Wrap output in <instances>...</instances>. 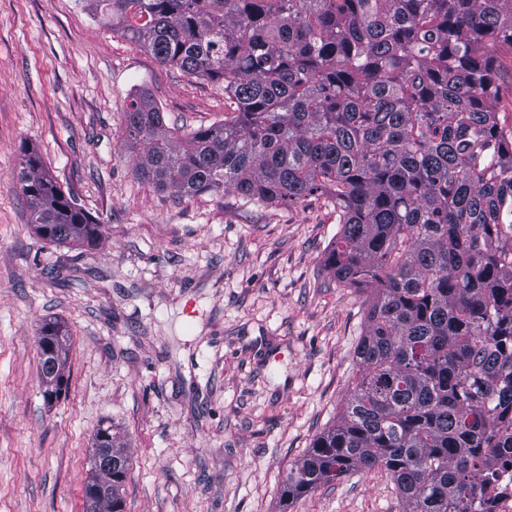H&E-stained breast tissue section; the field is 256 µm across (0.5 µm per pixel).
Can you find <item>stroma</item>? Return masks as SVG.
I'll return each mask as SVG.
<instances>
[{"instance_id":"stroma-1","label":"stroma","mask_w":512,"mask_h":512,"mask_svg":"<svg viewBox=\"0 0 512 512\" xmlns=\"http://www.w3.org/2000/svg\"><path fill=\"white\" fill-rule=\"evenodd\" d=\"M137 91L180 134L224 117L223 83L159 65L79 0H0V512H83L103 426L128 456L124 512H403L381 469L281 506L288 469L362 374L372 291L324 266L335 209L140 180L122 134ZM29 149L100 224L96 241L33 232L15 180ZM49 319L70 336L50 404Z\"/></svg>"}]
</instances>
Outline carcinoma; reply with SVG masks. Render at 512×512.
<instances>
[{
  "label": "carcinoma",
  "mask_w": 512,
  "mask_h": 512,
  "mask_svg": "<svg viewBox=\"0 0 512 512\" xmlns=\"http://www.w3.org/2000/svg\"><path fill=\"white\" fill-rule=\"evenodd\" d=\"M161 66L224 83V120L182 137L136 93L124 143L138 178L248 203L324 197L340 229L337 282L373 289L362 368L336 425L288 470L286 499L381 469L403 512H470L494 451H512V129L498 120V57L512 0H79ZM28 223L82 246L100 230L29 152ZM509 227H503V224ZM68 356V332L45 321ZM95 512H124L128 460Z\"/></svg>",
  "instance_id": "1"
}]
</instances>
